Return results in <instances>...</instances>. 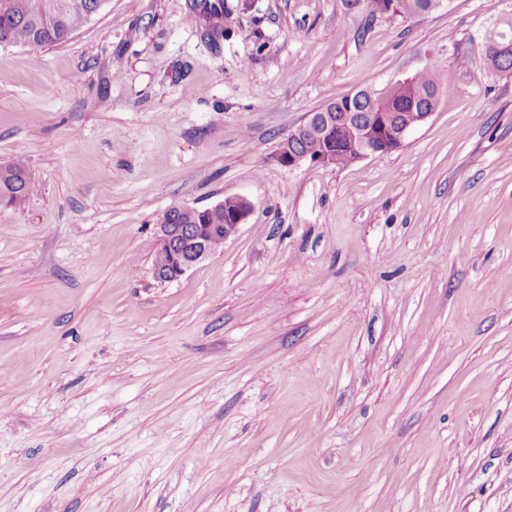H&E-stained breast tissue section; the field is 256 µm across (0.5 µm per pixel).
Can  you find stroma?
<instances>
[{"instance_id":"1","label":"stroma","mask_w":512,"mask_h":512,"mask_svg":"<svg viewBox=\"0 0 512 512\" xmlns=\"http://www.w3.org/2000/svg\"><path fill=\"white\" fill-rule=\"evenodd\" d=\"M107 0L0 47V512H512V0L368 21L340 0ZM395 151L279 166L354 90L429 63ZM243 196L153 276L172 206ZM484 43L487 45L485 55L488 65L502 73H512V30L508 34L507 41L504 40L502 29L492 28L488 30L484 37ZM510 44V48L500 49L503 44ZM35 189L22 160L0 165V207L20 208ZM228 199L237 204L232 210L231 221L228 224H224V219H226V207L228 211L232 207L229 202L226 203L225 209L222 205L208 212H205L207 209L198 210L183 206V208L205 213V217L202 218L203 214H201L199 220L190 212H181L176 208L165 213L167 221L172 224H164L162 219L157 226L160 246L167 245L168 254L163 262L153 264L155 279L160 282L177 280L193 266L209 260L213 256L211 250L214 252L220 250L224 241L236 233L239 224H242L248 217L251 204L243 197H229ZM180 224H196L195 231L192 235L184 237L183 227ZM209 224H224L220 229L224 237L222 235L213 236L210 239V246L208 236L212 227L208 226Z\"/></svg>"}]
</instances>
